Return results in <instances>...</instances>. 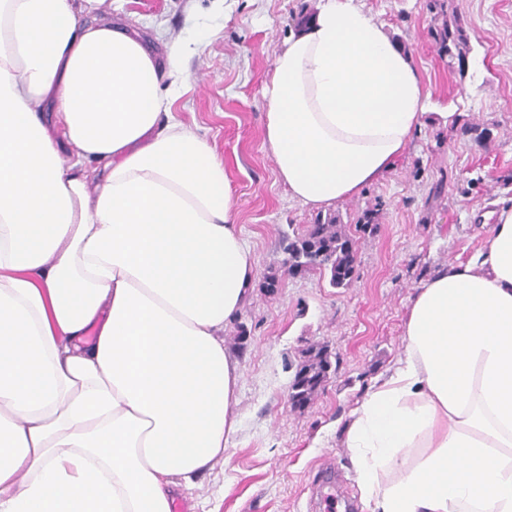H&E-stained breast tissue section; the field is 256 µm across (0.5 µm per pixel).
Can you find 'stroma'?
I'll return each instance as SVG.
<instances>
[{
    "instance_id": "stroma-1",
    "label": "stroma",
    "mask_w": 512,
    "mask_h": 512,
    "mask_svg": "<svg viewBox=\"0 0 512 512\" xmlns=\"http://www.w3.org/2000/svg\"><path fill=\"white\" fill-rule=\"evenodd\" d=\"M355 2L408 48L432 91L430 111L456 121H427L381 181L333 204L346 224L362 210L377 212L373 230L355 236L357 267L346 288L284 268L283 236L303 232L318 211L290 198L264 139V87L319 0H112L104 11L131 24L157 56L170 41L187 44L188 79L173 110L223 158L257 273L280 280L272 292L255 285L224 330L241 363V428L226 460L177 498L182 512H318L312 494L327 468L360 498L344 445L350 412L404 355L417 288L482 250V213L512 206V0H449L470 37L461 73L449 70L431 35L442 18L429 0ZM241 324L249 335L239 346ZM312 343L328 346L332 368L313 404L298 410L288 402L291 366Z\"/></svg>"
}]
</instances>
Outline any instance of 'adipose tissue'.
Segmentation results:
<instances>
[{"mask_svg": "<svg viewBox=\"0 0 512 512\" xmlns=\"http://www.w3.org/2000/svg\"><path fill=\"white\" fill-rule=\"evenodd\" d=\"M102 2L0 0V512H173L241 426L224 326L256 267L224 162L172 110L184 43L158 63ZM265 98L278 178L321 208L393 169L431 91L323 0ZM486 217L350 415L368 512H512V207Z\"/></svg>", "mask_w": 512, "mask_h": 512, "instance_id": "ef3b65f1", "label": "adipose tissue"}]
</instances>
